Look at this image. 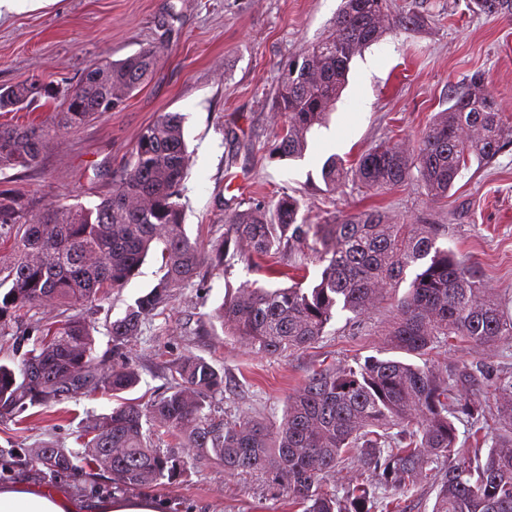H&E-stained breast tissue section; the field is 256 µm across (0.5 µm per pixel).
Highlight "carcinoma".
<instances>
[{"label": "carcinoma", "instance_id": "carcinoma-1", "mask_svg": "<svg viewBox=\"0 0 512 512\" xmlns=\"http://www.w3.org/2000/svg\"><path fill=\"white\" fill-rule=\"evenodd\" d=\"M490 16L512 18V0H472ZM395 24L387 0H342L331 34L302 50L279 76L275 109L284 116L273 153L297 158L308 134L325 123L352 58ZM156 47L92 70L94 78L67 95L63 110L38 123L0 124V173L34 168L63 129L77 128L125 104L152 74ZM52 97L49 83L0 88V111L36 96ZM512 146V122L477 78L409 144L387 141L345 166L322 168L327 191L350 180L377 195L418 179L429 195L448 196L471 161L487 163ZM190 154L183 118L164 112L138 135L112 194L93 206L55 205L0 189V327L45 301L62 306L57 324L17 366L0 364V417L48 407L78 390L116 396L134 390L140 375L123 359L101 373L94 326L82 308L102 301L139 274L148 252L160 249L156 283L109 323L118 349L141 325L165 314L172 292L193 282L202 266L224 264L229 252L247 260L315 255L322 266L306 285V267L293 266L287 288L245 286L214 314L222 328L277 356L311 346L340 312L347 321L391 300L388 336L396 355H370L353 365L318 368L285 402L282 418L217 422L207 408L224 391V371L202 357L172 365L166 393L147 403L125 399L84 429L83 452L62 446L53 460L44 447L29 456L55 479L82 466L112 470L129 488L175 480L187 462L154 447L155 422L196 448L197 459L226 470L265 473L303 512H404L402 502L422 481L436 483L432 512H512V374L481 363L442 369L431 363L441 346L459 340L494 350L512 340L509 301L483 287L469 261L438 245V224L395 221L378 209L310 224L287 194L266 209H237L210 251L191 239L179 189ZM421 271L402 297L409 268ZM423 360V364L416 360ZM492 392L485 402L462 394ZM469 423L470 455L454 465L455 422ZM493 422L494 432L484 424ZM342 465L378 477L343 496L325 478Z\"/></svg>", "mask_w": 512, "mask_h": 512}]
</instances>
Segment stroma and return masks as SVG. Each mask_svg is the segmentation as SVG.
<instances>
[{"instance_id":"stroma-1","label":"stroma","mask_w":512,"mask_h":512,"mask_svg":"<svg viewBox=\"0 0 512 512\" xmlns=\"http://www.w3.org/2000/svg\"><path fill=\"white\" fill-rule=\"evenodd\" d=\"M341 0H45L43 6L0 22V87L53 81L61 95L34 99L29 117L62 111L61 97L75 90L94 67L157 46L161 56L150 78L122 109L60 133L42 164L6 172L12 188L28 198L98 203L112 191L143 127L161 113L184 117L191 165L180 191L186 229L203 246L224 232V219L251 205L272 206L280 193L300 199L302 216L320 224L378 207L411 224H443L442 246L473 263L485 287L512 299V147L489 164H471L438 199L420 182L370 196L355 183L329 194L321 169L329 157L352 164L365 150L390 139L413 141L450 107L472 77L482 76L506 120L512 121V21L474 12L470 0H390L401 23L356 55L348 82L329 119L336 146L308 136L300 158L273 154L283 116L273 98L281 67L298 52L328 36ZM161 263L152 252L139 274L110 299L83 309L98 331L96 352L111 369L114 356L129 359L141 382L136 397L161 396L169 367L181 357L200 356L224 372V391L212 404L219 421L283 413L289 394L316 368L335 367L386 352L383 334L390 315L381 303L357 322L338 317L316 344L279 356L255 353L243 339L225 333L212 313L224 297L258 282L274 284L265 263L228 256L224 266L203 268L192 284L175 289L165 315L147 322L139 335L113 351L108 318L148 291ZM59 307L47 302L7 324L0 335V362L16 363L17 343L32 346L33 324L54 321ZM448 366L480 362L512 372V341L486 352L460 344L443 348ZM117 402L78 391L50 408L31 407L18 417H0V448L25 454L38 442L56 439L75 448L74 435ZM158 448L187 460L175 481L146 487L165 512H300L282 487L261 474L230 472L193 462L194 451L155 427ZM0 479L25 480L84 502L127 495L109 471L50 480L39 466L16 463Z\"/></svg>"}]
</instances>
